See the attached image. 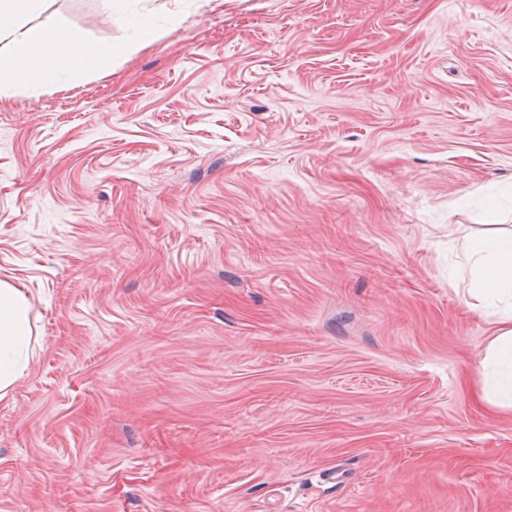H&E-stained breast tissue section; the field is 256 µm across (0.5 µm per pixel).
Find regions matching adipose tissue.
I'll list each match as a JSON object with an SVG mask.
<instances>
[{
	"label": "adipose tissue",
	"instance_id": "obj_1",
	"mask_svg": "<svg viewBox=\"0 0 512 512\" xmlns=\"http://www.w3.org/2000/svg\"><path fill=\"white\" fill-rule=\"evenodd\" d=\"M43 0H0V84H49L57 74L79 79L104 56L128 53L120 45H96L76 29L51 31L32 18ZM485 235L466 247L469 293L493 325L486 360L496 369L480 399L491 409L512 412V231L501 230L488 214ZM32 307L21 289L0 282V398L26 369L18 354L31 340Z\"/></svg>",
	"mask_w": 512,
	"mask_h": 512
}]
</instances>
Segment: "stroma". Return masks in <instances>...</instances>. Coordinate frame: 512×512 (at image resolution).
<instances>
[{
  "instance_id": "1",
  "label": "stroma",
  "mask_w": 512,
  "mask_h": 512,
  "mask_svg": "<svg viewBox=\"0 0 512 512\" xmlns=\"http://www.w3.org/2000/svg\"><path fill=\"white\" fill-rule=\"evenodd\" d=\"M0 87L32 304L0 512H512L465 236L512 219V0H44ZM43 0L0 1V84H49L58 73L79 79L104 56L120 58L130 50L120 45H96L77 29L53 32L31 23ZM50 62L51 66L47 63Z\"/></svg>"
}]
</instances>
